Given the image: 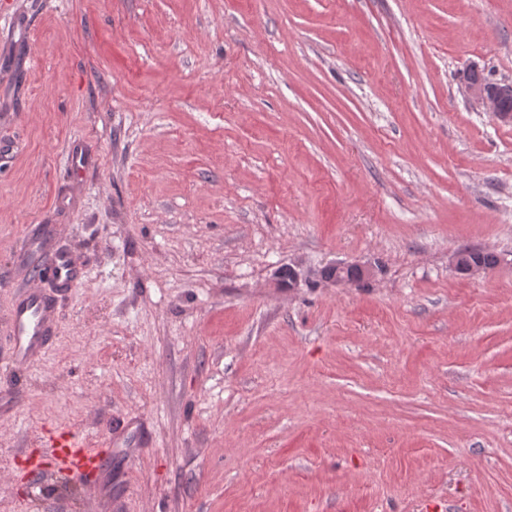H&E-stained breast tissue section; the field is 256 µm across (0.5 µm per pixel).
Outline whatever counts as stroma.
Returning <instances> with one entry per match:
<instances>
[{"label":"stroma","mask_w":512,"mask_h":512,"mask_svg":"<svg viewBox=\"0 0 512 512\" xmlns=\"http://www.w3.org/2000/svg\"><path fill=\"white\" fill-rule=\"evenodd\" d=\"M474 66L512 82V0H0V337L51 286L33 225L85 271L43 356L0 344V512H97L31 469L122 422L112 512H512V123ZM467 92L472 95L485 109L497 120L504 123H512V82H503L486 86L480 82H468ZM511 99L508 107L503 108V102ZM473 248H463L458 251L460 254H455L451 261L452 264L456 268L463 269L465 273L470 275H479L486 271L494 269L500 262V257L495 252L485 250V249H479L475 254L472 253ZM463 253H466L469 258H471L474 261H478L482 266L478 264H474L471 262H467L465 256L461 255ZM459 269V270H460Z\"/></svg>","instance_id":"35a3bbf8"}]
</instances>
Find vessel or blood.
<instances>
[{
	"mask_svg": "<svg viewBox=\"0 0 512 512\" xmlns=\"http://www.w3.org/2000/svg\"><path fill=\"white\" fill-rule=\"evenodd\" d=\"M56 235L54 225H35L30 233V250L44 256L56 287L72 288L80 283L84 272L69 252L54 247ZM56 323V311L45 289L36 285L22 289L9 317L8 349L12 364L25 365L42 354ZM114 437V432H107L101 443L94 445L80 432L58 430L41 448L36 467H53L78 480L90 492L99 493L103 483L112 477Z\"/></svg>",
	"mask_w": 512,
	"mask_h": 512,
	"instance_id": "vessel-or-blood-1",
	"label": "vessel or blood"
}]
</instances>
